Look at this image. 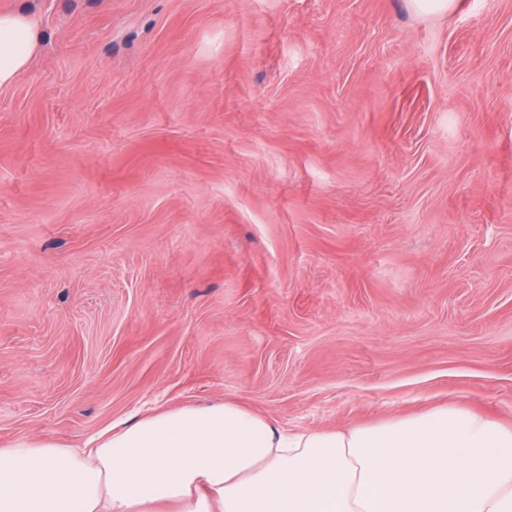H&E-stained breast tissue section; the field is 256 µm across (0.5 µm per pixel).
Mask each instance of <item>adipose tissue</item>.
Returning a JSON list of instances; mask_svg holds the SVG:
<instances>
[{
	"mask_svg": "<svg viewBox=\"0 0 512 512\" xmlns=\"http://www.w3.org/2000/svg\"><path fill=\"white\" fill-rule=\"evenodd\" d=\"M40 38L0 14V87ZM0 512H512V425L458 402L299 432L231 402L159 408L80 448L0 444Z\"/></svg>",
	"mask_w": 512,
	"mask_h": 512,
	"instance_id": "adipose-tissue-1",
	"label": "adipose tissue"
}]
</instances>
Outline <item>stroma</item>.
I'll return each instance as SVG.
<instances>
[{"instance_id": "35a3bbf8", "label": "stroma", "mask_w": 512, "mask_h": 512, "mask_svg": "<svg viewBox=\"0 0 512 512\" xmlns=\"http://www.w3.org/2000/svg\"><path fill=\"white\" fill-rule=\"evenodd\" d=\"M0 443L159 406L512 425V0H0ZM41 39L37 21L17 13L0 14V87L11 85L29 65Z\"/></svg>"}]
</instances>
